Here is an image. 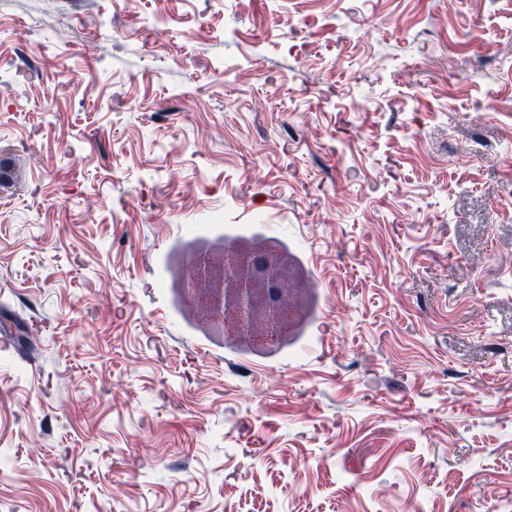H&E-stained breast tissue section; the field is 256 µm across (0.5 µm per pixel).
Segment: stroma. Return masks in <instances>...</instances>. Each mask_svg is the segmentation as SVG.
Instances as JSON below:
<instances>
[{"mask_svg": "<svg viewBox=\"0 0 512 512\" xmlns=\"http://www.w3.org/2000/svg\"><path fill=\"white\" fill-rule=\"evenodd\" d=\"M229 224L280 348L174 302ZM1 303L0 512H512V0H0Z\"/></svg>", "mask_w": 512, "mask_h": 512, "instance_id": "stroma-1", "label": "stroma"}]
</instances>
